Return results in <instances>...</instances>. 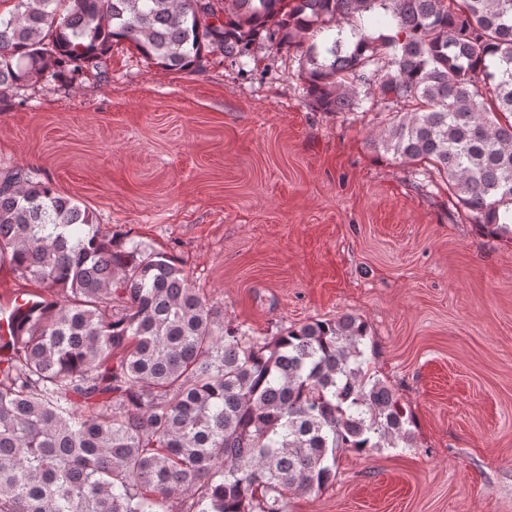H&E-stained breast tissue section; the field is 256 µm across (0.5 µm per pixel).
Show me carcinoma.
Here are the masks:
<instances>
[{
	"mask_svg": "<svg viewBox=\"0 0 512 512\" xmlns=\"http://www.w3.org/2000/svg\"><path fill=\"white\" fill-rule=\"evenodd\" d=\"M12 2L0 96L104 81L121 41L174 71L296 49L317 108L389 113L382 148L512 240V0H224L222 21L213 0ZM2 267L41 292L0 332V512H288L342 453L413 447L361 318L226 325L173 257L117 244L30 169L0 177Z\"/></svg>",
	"mask_w": 512,
	"mask_h": 512,
	"instance_id": "carcinoma-1",
	"label": "carcinoma"
}]
</instances>
